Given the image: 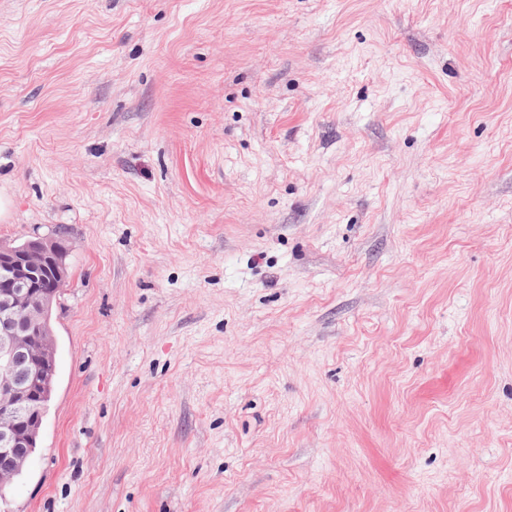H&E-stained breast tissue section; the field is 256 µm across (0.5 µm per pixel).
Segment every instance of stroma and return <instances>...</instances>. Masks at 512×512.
<instances>
[{"label":"stroma","mask_w":512,"mask_h":512,"mask_svg":"<svg viewBox=\"0 0 512 512\" xmlns=\"http://www.w3.org/2000/svg\"><path fill=\"white\" fill-rule=\"evenodd\" d=\"M0 200V512H512V0H0ZM67 252L57 237L0 243V488L22 472L42 426L56 376L50 314L67 280Z\"/></svg>","instance_id":"1"}]
</instances>
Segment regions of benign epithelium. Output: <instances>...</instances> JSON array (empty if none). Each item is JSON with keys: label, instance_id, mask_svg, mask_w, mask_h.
Wrapping results in <instances>:
<instances>
[{"label": "benign epithelium", "instance_id": "1", "mask_svg": "<svg viewBox=\"0 0 512 512\" xmlns=\"http://www.w3.org/2000/svg\"><path fill=\"white\" fill-rule=\"evenodd\" d=\"M67 252L57 237L0 243V488L22 472L42 426L56 376L50 314L67 280Z\"/></svg>", "mask_w": 512, "mask_h": 512}]
</instances>
